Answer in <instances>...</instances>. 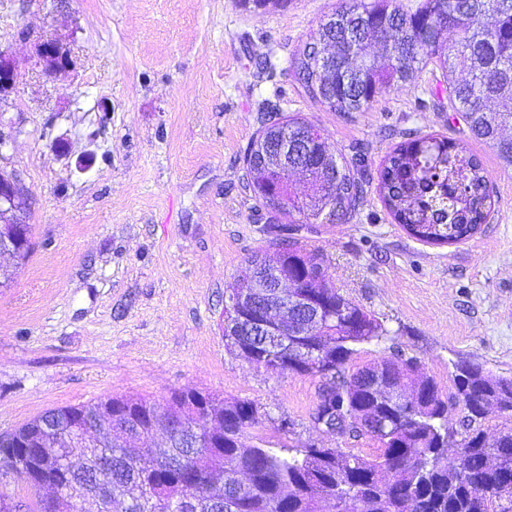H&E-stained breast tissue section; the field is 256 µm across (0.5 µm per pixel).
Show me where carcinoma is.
<instances>
[{"mask_svg": "<svg viewBox=\"0 0 512 512\" xmlns=\"http://www.w3.org/2000/svg\"><path fill=\"white\" fill-rule=\"evenodd\" d=\"M436 61L448 79V100L476 139L512 164V0H423L413 13L397 0H347L320 23L291 63L309 96L333 112H364L392 86L410 81ZM301 136V157L267 173L246 160L247 185L263 206L275 195L295 194L288 173L307 175L301 204L280 209L305 224L349 219L365 194L363 179L328 150L325 133L298 118L264 124L248 153L278 154L283 138ZM379 190L398 223L427 244L462 242L489 222L495 200L480 160L434 137H415L384 160ZM267 231L287 238L277 259L317 296L329 337L321 365L298 336L271 348L256 324L245 330L224 315V346L276 374L318 380L311 420L327 428L349 423L348 436L378 445L371 459L313 444L273 448L250 443L259 424L257 405L194 390L171 393L164 402L145 397L104 400L50 409L0 436V475H14L52 495L34 512H512V426L490 440L482 402L493 394L512 402V383L492 374L473 375L471 361L453 365L455 402L465 413L461 438L448 423V397L412 358L386 357L350 369L358 348L388 339L373 314L334 286L324 256L288 235V225ZM21 247L3 287L28 259ZM269 264L254 256L228 293L264 278ZM389 387L419 386L406 409L378 400L368 374ZM77 423L101 438L67 455ZM161 432L165 446L144 456L137 444ZM460 452L448 460L447 448Z\"/></svg>", "mask_w": 512, "mask_h": 512, "instance_id": "obj_1", "label": "carcinoma"}]
</instances>
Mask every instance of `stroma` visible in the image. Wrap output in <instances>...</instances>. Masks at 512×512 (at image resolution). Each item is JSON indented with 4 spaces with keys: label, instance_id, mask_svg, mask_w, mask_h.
Masks as SVG:
<instances>
[{
    "label": "stroma",
    "instance_id": "1",
    "mask_svg": "<svg viewBox=\"0 0 512 512\" xmlns=\"http://www.w3.org/2000/svg\"><path fill=\"white\" fill-rule=\"evenodd\" d=\"M341 0H0V47L17 91L0 102L13 142L0 169L33 193L34 249L0 288V433L38 414L110 396L163 401L195 389L250 400L254 440L373 457L366 438L314 427L317 382L271 374L224 347V297L273 239L254 221L244 157L268 113L320 127L366 192L345 224H303L340 292L450 393L453 363L512 377V165L477 140L427 66L365 112L330 111L290 59ZM62 39L75 69L31 70L34 39ZM432 135L482 162L493 221L457 244L410 237L378 189L385 156Z\"/></svg>",
    "mask_w": 512,
    "mask_h": 512
}]
</instances>
